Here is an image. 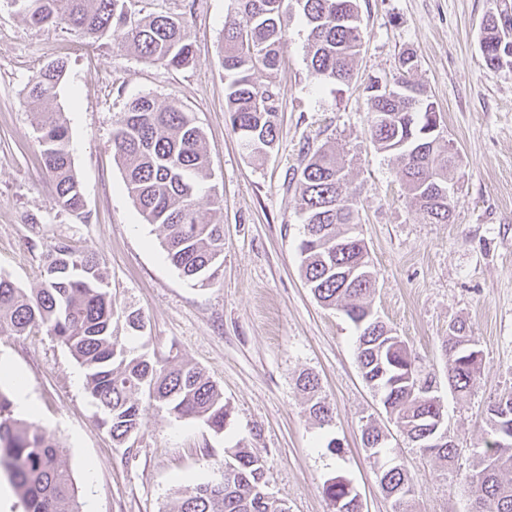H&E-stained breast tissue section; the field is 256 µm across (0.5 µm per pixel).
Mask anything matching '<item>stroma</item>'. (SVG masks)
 Instances as JSON below:
<instances>
[{
	"label": "stroma",
	"instance_id": "stroma-1",
	"mask_svg": "<svg viewBox=\"0 0 512 512\" xmlns=\"http://www.w3.org/2000/svg\"><path fill=\"white\" fill-rule=\"evenodd\" d=\"M363 32L350 85L331 83L306 61L308 29L288 18L282 43L280 136L266 158L248 157L229 124L221 41L234 0H136L141 14L185 17L194 57L185 67L145 63L129 49L85 40L66 25L28 26L0 0V275L38 287L51 244L91 249L105 264L120 303L145 317L144 350L188 361L223 390L231 415L222 433L144 406L133 448L114 444L75 382L69 351L42 331L0 336V358L26 380L34 421L60 439L61 460L79 503L96 512H173L185 484L219 478L225 448L243 444L266 465L269 491L288 512H332L323 484L350 480L365 512H391L362 429L374 422L391 436L387 457L415 482L412 512H468L465 482L482 449L490 401L512 390V74L482 62L479 42L490 7L512 0H359ZM417 56L410 78L422 84L440 130L458 156L446 224L429 223L397 165L374 146L368 127L371 82L391 80L404 52ZM66 71L50 109L62 111L86 201L76 217L55 204L24 87L55 60ZM174 100L205 135L212 177L200 195L211 219L220 200L224 257L215 278H184L166 258L164 232L146 223L112 151L115 122L131 99ZM343 153L350 166L364 239L377 286L372 304L436 382L448 434L461 453L447 468L408 443L355 361L358 332L339 310L312 295L300 270L303 236L296 172L307 152ZM472 327L481 374L466 394L448 388L443 341L456 322ZM318 375L336 409L320 428L297 387ZM339 451H330L329 440ZM93 476H86V466Z\"/></svg>",
	"mask_w": 512,
	"mask_h": 512
}]
</instances>
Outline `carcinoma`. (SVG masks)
<instances>
[{"instance_id":"carcinoma-1","label":"carcinoma","mask_w":512,"mask_h":512,"mask_svg":"<svg viewBox=\"0 0 512 512\" xmlns=\"http://www.w3.org/2000/svg\"><path fill=\"white\" fill-rule=\"evenodd\" d=\"M133 0H20L15 11L32 26L64 24L97 42L109 40L130 47L149 63L178 69L193 56L192 44L180 16L154 13L135 17ZM235 15L224 23L221 64L224 69L225 112L242 148L264 158L279 138L280 92L273 73L280 67L279 48L286 36L288 11L296 9L309 27V68L325 80L348 84L362 42L357 0H235ZM481 51L486 66L512 73V14L490 11L483 21ZM400 76L391 91L374 83L369 90L372 142L392 155L412 199L432 224L450 220L448 202L436 187H449L456 152L435 142L439 122L433 103L408 76L417 57L406 52ZM268 75L259 83L257 72ZM65 62L38 70L28 81L40 157L56 205L78 217L85 200L69 150V129L63 112L41 107L56 96ZM112 147L125 172L126 187L139 213L165 232L163 246L169 262L192 280L209 281L220 267L224 250L221 218L204 221L199 193L211 177L205 138L191 113L176 102L159 104L141 96L129 101L115 123ZM304 238L299 244L300 267L314 297L334 307L359 332L355 352L363 380L380 396L386 413L401 424L409 443L450 467L459 448L448 440L428 448V422L438 413L439 400L430 393L409 390L405 376L421 377L411 350L390 343L392 329L372 314L369 298L375 277L364 240L356 234L359 211L349 191L345 165L336 153L317 148L306 155L297 172ZM361 268V277L345 280L340 273ZM146 322L138 309L123 306L112 295L97 254L65 241L50 246L40 286L30 292L0 277V336H22L37 328L63 344L85 373L86 390L101 415L112 442L131 447L141 429L142 404L176 419H193L215 432L224 430L229 416L224 394L201 369L184 362L173 365L136 353L131 337L143 333ZM128 335H119V330ZM472 330L459 322L443 341L448 357V386L457 393L474 387L481 361L456 350L460 334ZM307 411L320 427L333 420V410L321 395L319 379L306 372L297 379ZM512 423V391L495 399L487 410L485 449L477 456L466 482L489 504L486 512H512V440L497 431ZM384 431L369 422L363 444L370 454ZM233 467L224 470V483L210 481L178 489L177 512H277L264 498V461L236 444L224 449ZM0 469L19 492L25 512H79L78 488L60 460L58 440L33 422L15 416L13 403L0 392ZM394 512H408L415 492L404 467L376 473ZM323 492L333 512H358L357 492L342 476L327 480Z\"/></svg>"}]
</instances>
